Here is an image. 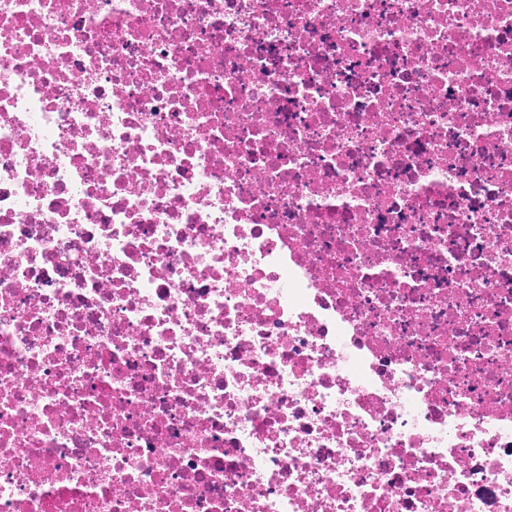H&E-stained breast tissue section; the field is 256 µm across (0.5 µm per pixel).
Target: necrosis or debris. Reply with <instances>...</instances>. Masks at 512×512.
Listing matches in <instances>:
<instances>
[{
  "label": "necrosis or debris",
  "instance_id": "necrosis-or-debris-1",
  "mask_svg": "<svg viewBox=\"0 0 512 512\" xmlns=\"http://www.w3.org/2000/svg\"><path fill=\"white\" fill-rule=\"evenodd\" d=\"M0 512H512V0H0Z\"/></svg>",
  "mask_w": 512,
  "mask_h": 512
}]
</instances>
